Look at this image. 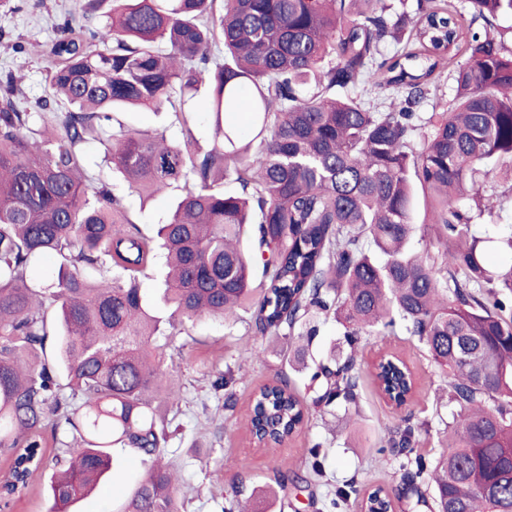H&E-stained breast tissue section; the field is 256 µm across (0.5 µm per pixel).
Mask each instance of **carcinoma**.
<instances>
[{
  "label": "carcinoma",
  "mask_w": 512,
  "mask_h": 512,
  "mask_svg": "<svg viewBox=\"0 0 512 512\" xmlns=\"http://www.w3.org/2000/svg\"><path fill=\"white\" fill-rule=\"evenodd\" d=\"M110 2L111 21L95 31L70 20L55 28L50 92L33 110L21 107L13 74L0 77V456L14 479L3 498L50 465L51 512H70L113 470L110 449L124 448L146 470L118 512H181V470L164 456L181 387L163 349L211 318L282 340L292 370L314 369L313 404L347 412L358 407L361 335L414 338L446 369L456 410L438 416L444 451L433 462L415 452L409 420L389 431L381 452L400 483L363 495L364 512H384L393 496L429 512L512 507V268L492 276L470 234L477 179L505 163L512 171V50L497 28L512 0H465L466 29L437 0H416L409 37L424 52L390 56L383 48L407 20L390 0ZM462 41L456 96L423 116ZM203 81L214 118L206 147L183 108ZM368 87L394 108L364 98ZM123 107L170 112L182 141L122 121ZM236 115L250 120V139L228 121ZM90 138L128 191L148 199L179 187L154 234L88 174ZM226 182L236 190L224 192ZM41 256L59 265L37 287L28 271ZM159 263L163 287L150 299L141 281ZM322 317L343 326L349 351L311 366L306 343ZM376 378L399 396L414 388L394 356L380 359ZM238 381L227 364L211 382L226 409ZM53 416L58 453L48 461ZM304 422L284 371L255 391L257 441L280 445ZM322 459L318 443L315 477ZM359 494L348 483L322 508ZM243 495L234 480L222 512H251Z\"/></svg>",
  "instance_id": "1"
}]
</instances>
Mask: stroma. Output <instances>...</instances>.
Listing matches in <instances>:
<instances>
[{
  "label": "stroma",
  "instance_id": "35a3bbf8",
  "mask_svg": "<svg viewBox=\"0 0 512 512\" xmlns=\"http://www.w3.org/2000/svg\"><path fill=\"white\" fill-rule=\"evenodd\" d=\"M72 7V0H6L0 5V75L20 69L21 87L28 100L48 94L50 60L17 54L12 46L47 43L54 24ZM486 181L493 193V212L477 219L473 230L483 240L485 266L500 273L512 269V248L505 244L512 236V180L494 171ZM176 195L173 188L146 201L129 194L125 205L131 218L150 233L168 216ZM272 343L270 337L247 333L243 325L228 327L218 320L203 319L173 337L167 348L166 363L180 375L183 390L181 402L171 413L180 431L165 453L183 470L180 496L184 512H221L222 494L235 476L244 477L249 488L260 489L277 469L288 474V495L272 505L261 503L260 512H318L311 504V494L330 496L337 486L353 480L368 487L394 488L400 474L393 465L381 462L378 453L386 430L409 414L430 421L436 414L451 412L450 406L436 400L438 388L444 385L443 374L422 347L405 336L370 335L361 339L359 415L346 417L341 406L326 413L313 408L308 426L298 435L277 448L259 447L246 429V419L254 391L282 368L279 354L269 350ZM254 348L265 349L266 354L244 362L235 406L225 409L211 383L225 362ZM384 353L402 358L415 374V394L405 407L387 401L370 373L372 362ZM318 442L323 445L324 476L321 482L309 485L304 460L308 449ZM194 444L200 446V454L191 452Z\"/></svg>",
  "mask_w": 512,
  "mask_h": 512
}]
</instances>
